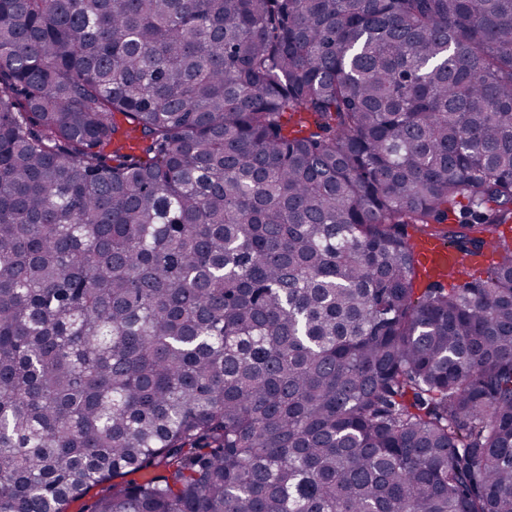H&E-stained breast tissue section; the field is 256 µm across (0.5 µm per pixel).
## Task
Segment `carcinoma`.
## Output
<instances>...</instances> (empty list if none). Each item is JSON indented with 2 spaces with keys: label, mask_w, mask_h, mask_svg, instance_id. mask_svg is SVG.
Listing matches in <instances>:
<instances>
[{
  "label": "carcinoma",
  "mask_w": 512,
  "mask_h": 512,
  "mask_svg": "<svg viewBox=\"0 0 512 512\" xmlns=\"http://www.w3.org/2000/svg\"><path fill=\"white\" fill-rule=\"evenodd\" d=\"M509 221L512 0H0V512H512ZM413 246L421 266L437 271L444 277L463 269L456 252L436 239H417Z\"/></svg>",
  "instance_id": "obj_1"
}]
</instances>
